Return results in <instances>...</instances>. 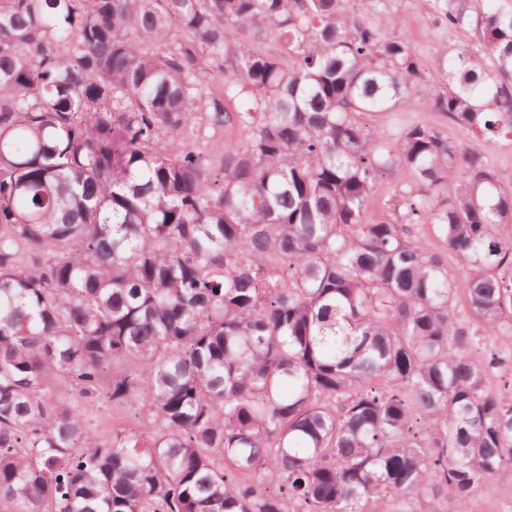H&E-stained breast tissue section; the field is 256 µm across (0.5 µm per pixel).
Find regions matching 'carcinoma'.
Segmentation results:
<instances>
[{"label":"carcinoma","instance_id":"obj_1","mask_svg":"<svg viewBox=\"0 0 512 512\" xmlns=\"http://www.w3.org/2000/svg\"><path fill=\"white\" fill-rule=\"evenodd\" d=\"M374 2L0 0V512H468L512 481V188L445 127L360 121L512 139V0H427L479 34L432 72ZM103 401L148 439H99ZM367 122L371 128L384 130L386 133H393L403 124L448 125L442 114L424 108L415 112H383L368 118ZM410 180V176L408 173L403 172H395L391 177H389L382 187L379 189V199L381 201L380 207L375 206L370 214V219L374 221H379L388 218V210L386 206L383 205V202L387 198L388 193L391 191V188L397 184H401L404 182H408Z\"/></svg>","mask_w":512,"mask_h":512}]
</instances>
